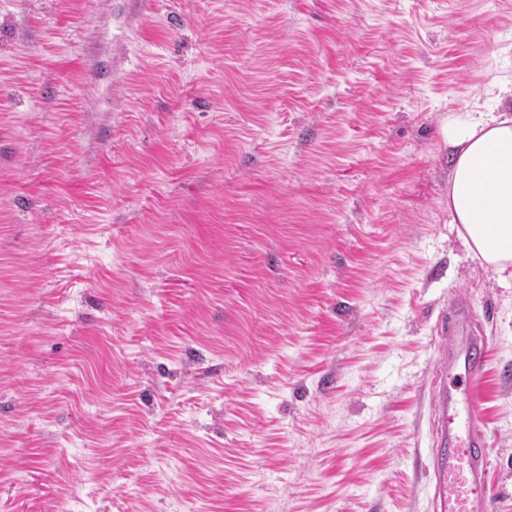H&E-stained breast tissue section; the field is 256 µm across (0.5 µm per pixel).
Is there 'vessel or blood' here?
Masks as SVG:
<instances>
[{
    "label": "vessel or blood",
    "mask_w": 512,
    "mask_h": 512,
    "mask_svg": "<svg viewBox=\"0 0 512 512\" xmlns=\"http://www.w3.org/2000/svg\"><path fill=\"white\" fill-rule=\"evenodd\" d=\"M441 332L458 339L459 347L449 361L456 382L440 385L436 396L444 445L433 462L437 512H489L485 474L490 458L477 392L486 349L457 319L442 322Z\"/></svg>",
    "instance_id": "1"
}]
</instances>
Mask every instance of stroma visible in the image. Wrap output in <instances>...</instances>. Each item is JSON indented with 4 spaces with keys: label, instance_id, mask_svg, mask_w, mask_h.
Instances as JSON below:
<instances>
[{
    "label": "stroma",
    "instance_id": "35a3bbf8",
    "mask_svg": "<svg viewBox=\"0 0 512 512\" xmlns=\"http://www.w3.org/2000/svg\"><path fill=\"white\" fill-rule=\"evenodd\" d=\"M512 0H0V512H435L469 303L512 512V278L449 113Z\"/></svg>",
    "mask_w": 512,
    "mask_h": 512
}]
</instances>
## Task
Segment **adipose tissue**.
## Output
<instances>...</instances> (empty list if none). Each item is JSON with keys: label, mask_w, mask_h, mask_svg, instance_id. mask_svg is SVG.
I'll use <instances>...</instances> for the list:
<instances>
[{"label": "adipose tissue", "mask_w": 512, "mask_h": 512, "mask_svg": "<svg viewBox=\"0 0 512 512\" xmlns=\"http://www.w3.org/2000/svg\"><path fill=\"white\" fill-rule=\"evenodd\" d=\"M443 140L450 221L474 256L504 274L512 270V113L450 114Z\"/></svg>", "instance_id": "ef3b65f1"}]
</instances>
